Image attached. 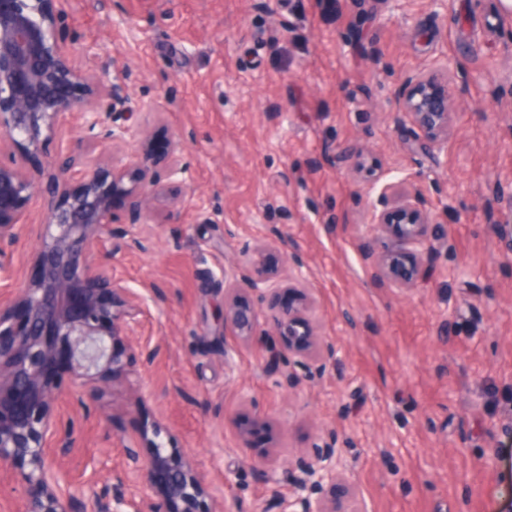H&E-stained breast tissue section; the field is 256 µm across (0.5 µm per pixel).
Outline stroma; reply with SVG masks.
<instances>
[{
    "instance_id": "stroma-1",
    "label": "stroma",
    "mask_w": 512,
    "mask_h": 512,
    "mask_svg": "<svg viewBox=\"0 0 512 512\" xmlns=\"http://www.w3.org/2000/svg\"><path fill=\"white\" fill-rule=\"evenodd\" d=\"M76 53L123 86L145 142L135 167L181 140L179 186L133 219L115 199L113 277L142 313L143 356L94 397L57 401L56 461L89 496L162 500L126 451L161 426L202 472L213 512H268L290 464L335 435L362 512H512V10L501 0H65ZM448 69V146L409 149L406 80ZM442 221L429 277L376 285L359 252L384 183ZM43 214L0 253L22 278ZM292 273L306 316L336 347L319 372L266 369L264 344L225 328L258 300L236 278L239 241ZM276 431L274 479L240 448L236 417Z\"/></svg>"
}]
</instances>
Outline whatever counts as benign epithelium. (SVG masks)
<instances>
[{
  "mask_svg": "<svg viewBox=\"0 0 512 512\" xmlns=\"http://www.w3.org/2000/svg\"><path fill=\"white\" fill-rule=\"evenodd\" d=\"M63 15L62 0H0V245L19 240L33 198L45 211L35 276L16 282L11 300L0 303V467L16 472L26 487L22 512H89L83 494L63 489L51 452L59 440L56 401L63 392L94 394L133 361L115 344L135 333L140 304L101 261L99 243L112 235L116 197H126L139 216L158 187L145 166L105 164L70 148L36 177L17 161L15 151L37 153L74 119L89 139L110 146L144 136L138 124L104 125L102 115L125 108L127 97L121 86L97 79L91 58L76 61ZM407 87L401 112L417 129L410 149L433 155L448 128V83L416 75ZM179 145L166 152L173 181L184 173ZM379 202L372 223L388 242L378 252L363 240L360 251L376 283L412 288L429 270L406 260L431 252L442 235L440 222L423 197L403 196L394 185L382 188ZM251 252L248 243L239 250L238 281L261 300L278 298L282 280L253 263ZM268 320L288 342V353L324 368L333 348L316 335L304 307L275 303ZM224 325L250 336L260 323L254 308L234 302L224 309ZM160 436L154 429L148 457L135 448L127 455L138 478L163 479L167 503L145 498L132 512H211L204 475ZM336 443L334 436L324 439L295 461L288 492L274 498L276 512H356L357 491L336 468Z\"/></svg>",
  "mask_w": 512,
  "mask_h": 512,
  "instance_id": "obj_1",
  "label": "benign epithelium"
}]
</instances>
